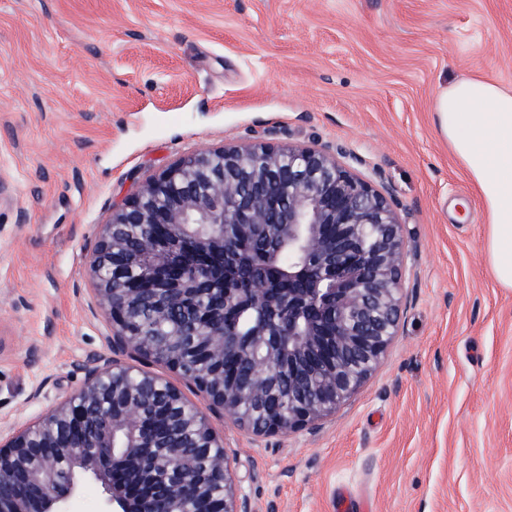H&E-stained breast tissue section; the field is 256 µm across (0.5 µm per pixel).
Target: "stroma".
I'll return each mask as SVG.
<instances>
[{"label": "stroma", "instance_id": "stroma-1", "mask_svg": "<svg viewBox=\"0 0 512 512\" xmlns=\"http://www.w3.org/2000/svg\"><path fill=\"white\" fill-rule=\"evenodd\" d=\"M512 89V0H0V426L108 353L88 272L103 224L190 152L344 148L403 227V314L336 413L288 436L224 422L253 512H512V289L434 103Z\"/></svg>", "mask_w": 512, "mask_h": 512}]
</instances>
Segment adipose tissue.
Instances as JSON below:
<instances>
[{
    "mask_svg": "<svg viewBox=\"0 0 512 512\" xmlns=\"http://www.w3.org/2000/svg\"><path fill=\"white\" fill-rule=\"evenodd\" d=\"M434 120L480 192L491 272L512 288V91L482 77L453 81L435 102Z\"/></svg>",
    "mask_w": 512,
    "mask_h": 512,
    "instance_id": "obj_1",
    "label": "adipose tissue"
}]
</instances>
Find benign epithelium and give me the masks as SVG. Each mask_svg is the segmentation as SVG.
Instances as JSON below:
<instances>
[{"label": "benign epithelium", "mask_w": 512, "mask_h": 512, "mask_svg": "<svg viewBox=\"0 0 512 512\" xmlns=\"http://www.w3.org/2000/svg\"><path fill=\"white\" fill-rule=\"evenodd\" d=\"M341 153L201 150L112 208L89 265L112 318L111 355L92 358L55 408L0 433V512H61L82 474L101 483L103 512H252L208 416L119 355L191 380L209 408L257 437L332 416L398 335L405 254L387 193ZM252 239L273 261L288 259V287L256 278L213 300V285L235 278L238 249ZM165 324L171 332H149ZM254 404L265 406L257 427Z\"/></svg>", "instance_id": "1"}]
</instances>
